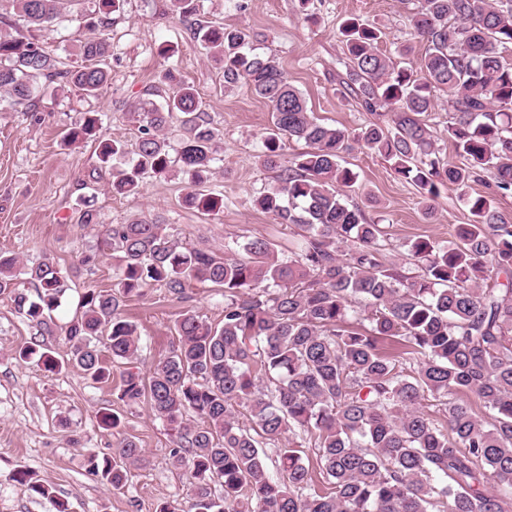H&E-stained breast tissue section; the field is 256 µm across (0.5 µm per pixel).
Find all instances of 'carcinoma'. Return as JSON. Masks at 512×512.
Masks as SVG:
<instances>
[{"label": "carcinoma", "mask_w": 512, "mask_h": 512, "mask_svg": "<svg viewBox=\"0 0 512 512\" xmlns=\"http://www.w3.org/2000/svg\"><path fill=\"white\" fill-rule=\"evenodd\" d=\"M97 21L85 24L84 64L69 68L38 38L0 33V105L33 106L75 87L99 97L109 82L110 43L102 29L122 0H94ZM224 71L263 99L271 125L258 161L281 170L255 206L279 224L300 230L297 252L278 257L263 237L220 255L206 244L182 246L168 225L139 216L104 228L102 248L119 258L111 289L89 288L81 313L61 327L69 364L95 383L126 364L116 398L145 403L175 431L171 464L191 480L188 505L178 499L155 512H512V222L497 196L512 193V0H418L410 13L413 39L425 43L418 69L399 68L378 49L382 31L349 19L342 26L349 68L346 87L371 113L388 107V126L372 122L356 142L388 161L419 189L433 215L440 187L453 184L472 219L453 229L455 242L419 237L406 243L408 260L385 264L386 233L350 203L358 175L340 164L352 149L340 128L318 121L275 58L251 45L243 28L199 18L197 0H169ZM73 0H0L41 33L54 31ZM164 104L135 103L130 116L140 138L121 166L126 144L102 132L97 112L65 129L77 147L97 143L98 172L114 196L139 191L147 175L180 171L190 186L184 206L218 212L224 196L205 190L216 174L220 134L202 112L194 86L169 70ZM448 95V141L458 161L445 160L425 115L435 91ZM308 150L281 169L290 142ZM488 176L489 192L469 193ZM14 256L0 254V297L38 327L50 326L66 277L47 258L25 271L36 298L18 291ZM196 283L224 289V319L213 326L192 310L175 324L179 345L144 375L137 326L122 316L125 302L154 285L178 298ZM365 303L369 326L351 322ZM47 372L61 368L35 345L19 351ZM471 395L488 411L475 413ZM434 403L437 411L426 408ZM316 456L319 475L306 465ZM273 452L276 474L267 466ZM88 471L114 490L128 470L144 467V449L123 437L110 456L91 453ZM12 480L68 512L52 488L26 469ZM221 488L215 494L213 486Z\"/></svg>", "instance_id": "obj_1"}]
</instances>
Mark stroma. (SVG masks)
<instances>
[{
  "label": "stroma",
  "mask_w": 512,
  "mask_h": 512,
  "mask_svg": "<svg viewBox=\"0 0 512 512\" xmlns=\"http://www.w3.org/2000/svg\"><path fill=\"white\" fill-rule=\"evenodd\" d=\"M198 5L201 19L247 29L257 51L279 62L310 111L352 135L374 117L342 83L348 66L343 22L354 18L379 26V48L391 57L412 39L404 0H199ZM93 9L91 0H83L80 16L63 18L43 37L45 49L68 65L81 66L76 42L85 32L84 15ZM104 34L112 49L107 60L110 80L101 97L86 98L69 88L43 98L30 111L0 112V253L17 256L28 266L48 257L66 272L69 287L53 314L57 328L78 311L85 289H109L117 281V260L100 248L105 225L147 215L168 224L179 243L204 241L218 251L266 237L284 252L295 240L292 228L252 205L276 176L257 158L270 125L267 105L247 84L225 86L222 70L165 0H123ZM163 44L173 45L171 58L159 55ZM171 67L194 86L204 112L221 133L210 189L223 194L224 208L209 215L182 206L187 179L181 174L147 177L138 194L112 196L105 179L89 178L97 165L94 144L68 148L62 143L68 126L82 113L95 111L103 113L108 135L135 145L139 127L129 115L131 107L148 90L167 92L163 76ZM342 163L359 175L350 201L387 232L383 262L400 260L404 244L419 237L448 241L455 225L470 220L454 186L442 187L435 214L429 217L416 187L381 157L356 147L344 153ZM87 200L97 212L96 223L88 225L77 221ZM89 253L96 254V261L82 264L81 256ZM189 309L209 322H220L222 289L198 284L181 300L155 286L144 297L126 302L123 314L141 336L136 362L140 372H148L177 345L174 324ZM33 343L61 360L70 354L57 330H40L10 299L0 298V512H54L48 501L12 481L20 468L49 484L57 498L68 502L70 512H155L161 500L189 497L186 475L170 463L175 439L171 428L154 419L146 405H127L116 398L122 366L113 367L106 383L87 380L67 367L50 373L36 363L16 360V350ZM105 407L120 416L118 430L99 425L97 413ZM121 436L144 448L149 462L132 470L124 491L114 492L87 471L86 457L111 454Z\"/></svg>",
  "instance_id": "stroma-1"
}]
</instances>
